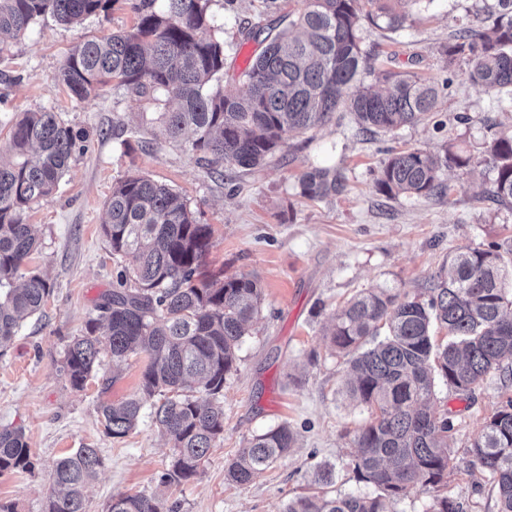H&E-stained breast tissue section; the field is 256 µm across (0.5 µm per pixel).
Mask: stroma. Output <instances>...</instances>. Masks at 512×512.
<instances>
[{
    "instance_id": "stroma-1",
    "label": "stroma",
    "mask_w": 512,
    "mask_h": 512,
    "mask_svg": "<svg viewBox=\"0 0 512 512\" xmlns=\"http://www.w3.org/2000/svg\"><path fill=\"white\" fill-rule=\"evenodd\" d=\"M494 0H410L405 27L392 31L363 21L362 47L374 65L410 71L434 82L452 79L436 112L414 125L366 133L353 116L287 140L262 167H225L210 173L189 143L161 134L164 97L139 96L110 83L77 100L55 76L75 46L92 37L130 29L137 22L133 0H115L108 15L67 26L45 17L0 56V148L26 112H60L83 135L57 190L33 204L28 221L39 230L40 248L28 264L53 287L42 311L28 318L0 354V428L22 429L30 470L0 476V504L14 512H43L52 466L62 454L87 445L103 465L87 490V512H106L112 496H163L177 512H283L288 500L312 493L321 470L332 472L328 495H376L356 481L355 433L368 411L346 389L347 359L330 347L326 333L336 309L366 288L399 297L428 299L456 254L490 245L512 248V205L493 202L488 142L512 130V99L469 82L464 63L446 65L439 54L460 27H478L483 6ZM263 0H211L213 34L223 40L225 92L235 91L263 40L243 39L244 27H264ZM450 149L471 156L467 170L445 172L444 198H390L378 178L389 151ZM311 167L344 176L347 189L321 201L300 193ZM131 173L179 192L201 223L211 225L210 274L257 278L260 313L243 339L234 372L224 383V434L199 476L166 489L159 475L172 448L149 417L127 436L104 430L101 401L137 392L146 355L120 366L104 361L117 380L101 392L97 379L72 389L60 371L66 344L95 316L99 296L111 289L116 261L102 233L112 185ZM512 397V361L492 370L474 393L437 380L434 409L447 416L451 473L438 492H415L387 502L388 512H429L443 494L460 512H498L495 491L470 447L483 422ZM288 424L297 436L293 453L247 485L225 478V466L257 434Z\"/></svg>"
}]
</instances>
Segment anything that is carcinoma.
Wrapping results in <instances>:
<instances>
[{
	"label": "carcinoma",
	"instance_id": "obj_1",
	"mask_svg": "<svg viewBox=\"0 0 512 512\" xmlns=\"http://www.w3.org/2000/svg\"><path fill=\"white\" fill-rule=\"evenodd\" d=\"M156 0L135 5V28L91 39L71 53L57 74L71 95L83 99L111 81L138 95L161 90L174 108L161 113L168 139L188 137L199 160L216 171L224 165L252 169L266 164L292 135L321 126L340 111L354 114L366 132L391 131L434 111L450 81L438 85L418 75L382 70L375 83L359 84L370 71L361 47L360 0H304L303 11L270 39L226 93L224 42L212 34L209 0ZM392 30L404 27L407 0H369ZM112 0H0V56L10 52L32 24L50 15L65 25L107 13ZM442 54L448 62L468 59L470 82L512 96V0H496L483 27L462 28ZM82 139L58 112H26L12 126L0 161V354L22 322L41 311L52 285L24 272L39 247L27 223L31 205L58 188L77 141ZM495 172L492 196L512 204V131L488 147ZM472 157L446 150L393 153L383 162L378 186L389 195L442 198L448 169L471 166ZM301 194L323 200L341 194L345 179L334 170L312 168L300 178ZM102 231L112 255L122 261L116 284L96 305L98 315L65 346L60 371L70 386L84 389L101 358L114 361L145 354L138 391L118 402L100 403L105 429L129 434L145 407L173 444L160 475L165 488L198 475L224 433L219 398L236 370L238 351L259 313L262 287L254 278L213 280L204 272L212 246L211 226L198 222L187 202L167 185L128 175L106 201ZM512 258L499 247L474 248L455 256L448 278L428 302L400 299L367 289L336 310L332 348L350 357L348 390L370 413L355 435L354 477L381 494L303 496L284 512H386L384 498L427 491L448 474V419L432 407L435 377L469 392L505 360H512ZM446 330L435 343L432 329ZM105 333H99L100 329ZM296 434L283 423L257 436L226 466L228 480L245 485L286 457ZM471 453L496 489L499 512H512V398L483 426ZM31 466L19 429H0V474ZM102 466L98 449L75 448L60 457L44 512H86L85 488ZM106 512H169L159 496L120 494Z\"/></svg>",
	"mask_w": 512,
	"mask_h": 512
}]
</instances>
